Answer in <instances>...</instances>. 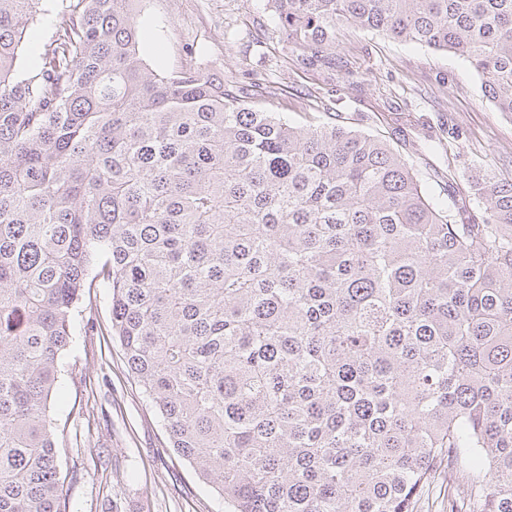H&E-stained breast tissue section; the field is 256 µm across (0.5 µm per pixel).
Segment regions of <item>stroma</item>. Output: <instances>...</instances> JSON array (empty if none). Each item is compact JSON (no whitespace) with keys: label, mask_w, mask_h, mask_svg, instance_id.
<instances>
[{"label":"stroma","mask_w":512,"mask_h":512,"mask_svg":"<svg viewBox=\"0 0 512 512\" xmlns=\"http://www.w3.org/2000/svg\"><path fill=\"white\" fill-rule=\"evenodd\" d=\"M266 0H144L164 35L154 47L166 67L186 63L246 86L287 89L269 102L298 125L336 123L387 139L437 199L455 197L468 222L484 210L470 175L512 180V115L484 95L473 69L450 52L384 38L344 24L323 60L287 48ZM109 289L94 288L73 314L50 416L60 444L69 512H224L222 499L166 446L156 412L108 336Z\"/></svg>","instance_id":"obj_1"}]
</instances>
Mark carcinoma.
<instances>
[{"label":"carcinoma","mask_w":512,"mask_h":512,"mask_svg":"<svg viewBox=\"0 0 512 512\" xmlns=\"http://www.w3.org/2000/svg\"><path fill=\"white\" fill-rule=\"evenodd\" d=\"M142 0H0V512H68L49 416L73 311L229 512H415L442 463L512 512V183L459 222L388 143L151 64ZM311 57L352 24L452 52L512 114V0H266ZM53 11L39 15L28 27L23 41L22 57L19 60V69L25 71L34 54L43 52L46 44L50 42L53 27Z\"/></svg>","instance_id":"1"}]
</instances>
